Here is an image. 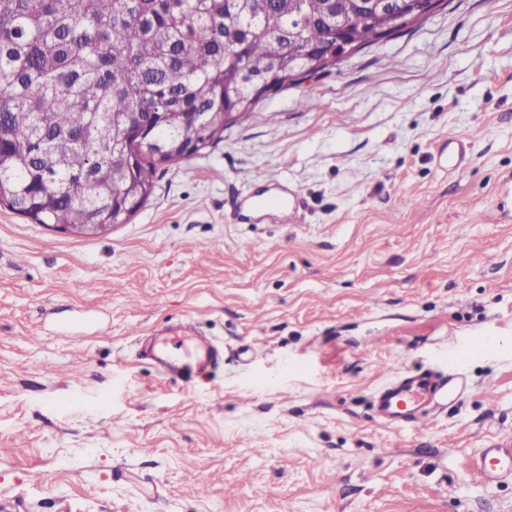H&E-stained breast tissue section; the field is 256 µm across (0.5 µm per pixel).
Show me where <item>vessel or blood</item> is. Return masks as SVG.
<instances>
[{
	"instance_id": "obj_1",
	"label": "vessel or blood",
	"mask_w": 512,
	"mask_h": 512,
	"mask_svg": "<svg viewBox=\"0 0 512 512\" xmlns=\"http://www.w3.org/2000/svg\"><path fill=\"white\" fill-rule=\"evenodd\" d=\"M193 340L192 333L178 331L170 336L168 347L154 353L153 359L162 376L191 383L208 363L218 359V350L210 347L204 354L195 355L193 360H183L177 350ZM458 379L454 370L446 374L417 375L407 370L397 371L374 394L375 416L388 426L415 427L430 419L433 410L447 406L449 398L456 393ZM469 465L484 485L512 480V438L502 439L491 448L478 449L470 455Z\"/></svg>"
}]
</instances>
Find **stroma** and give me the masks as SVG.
<instances>
[{"instance_id": "1", "label": "stroma", "mask_w": 512, "mask_h": 512, "mask_svg": "<svg viewBox=\"0 0 512 512\" xmlns=\"http://www.w3.org/2000/svg\"><path fill=\"white\" fill-rule=\"evenodd\" d=\"M259 110L103 234L0 205V512H512L466 467L512 436V0H448ZM285 187L298 211L253 208ZM185 320L224 348L189 385L140 356ZM451 344L463 396L377 423L379 366ZM467 160L466 149L461 139H448V154L440 155V162L453 172L460 169Z\"/></svg>"}]
</instances>
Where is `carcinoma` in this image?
Returning a JSON list of instances; mask_svg holds the SVG:
<instances>
[{
  "mask_svg": "<svg viewBox=\"0 0 512 512\" xmlns=\"http://www.w3.org/2000/svg\"><path fill=\"white\" fill-rule=\"evenodd\" d=\"M329 0H0V203L37 224H112L153 195L157 163L224 139L299 83L290 66L331 28ZM340 4L363 49L378 27ZM130 112L165 141L146 157Z\"/></svg>",
  "mask_w": 512,
  "mask_h": 512,
  "instance_id": "1",
  "label": "carcinoma"
}]
</instances>
